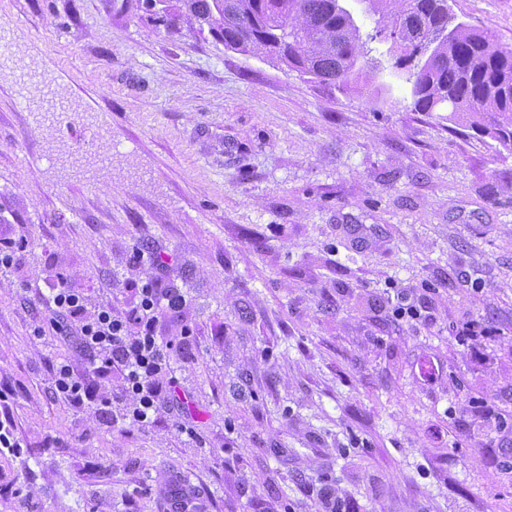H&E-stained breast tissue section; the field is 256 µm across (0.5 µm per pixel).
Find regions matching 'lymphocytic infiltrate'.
<instances>
[{
    "label": "lymphocytic infiltrate",
    "mask_w": 512,
    "mask_h": 512,
    "mask_svg": "<svg viewBox=\"0 0 512 512\" xmlns=\"http://www.w3.org/2000/svg\"><path fill=\"white\" fill-rule=\"evenodd\" d=\"M51 301L79 336L89 365L98 380L106 381L113 371H121L118 397L132 398L128 417L131 426L145 428L153 423L157 405L171 395L177 380L171 375L175 358H187L185 346H176L158 336L159 314H180L185 299L178 289L153 281L138 290V302L125 315H114L111 308L87 315L82 293L58 279ZM55 394L66 405L82 408L96 401V386L75 375L70 365L59 364L54 372Z\"/></svg>",
    "instance_id": "1"
}]
</instances>
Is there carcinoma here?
<instances>
[{
    "mask_svg": "<svg viewBox=\"0 0 512 512\" xmlns=\"http://www.w3.org/2000/svg\"><path fill=\"white\" fill-rule=\"evenodd\" d=\"M373 32L360 28L340 0H187L200 18L219 16L224 48L255 55L285 48L276 60L325 85L362 90L377 61L366 41L390 44L392 71L407 87L413 111L447 107L448 119L472 118L471 128L512 153V47L484 29L456 21L448 0H364ZM403 22L429 45L401 55L378 26Z\"/></svg>",
    "mask_w": 512,
    "mask_h": 512,
    "instance_id": "1",
    "label": "carcinoma"
}]
</instances>
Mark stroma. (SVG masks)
<instances>
[{"mask_svg": "<svg viewBox=\"0 0 512 512\" xmlns=\"http://www.w3.org/2000/svg\"><path fill=\"white\" fill-rule=\"evenodd\" d=\"M449 5L512 45V0ZM0 36V512H512L511 154L399 85L225 49L182 0H0ZM60 274L90 314L181 289L151 426L56 397L57 364L90 373L46 329Z\"/></svg>", "mask_w": 512, "mask_h": 512, "instance_id": "obj_1", "label": "stroma"}]
</instances>
